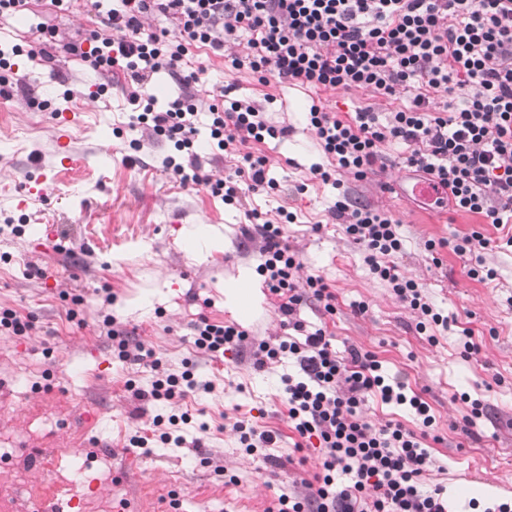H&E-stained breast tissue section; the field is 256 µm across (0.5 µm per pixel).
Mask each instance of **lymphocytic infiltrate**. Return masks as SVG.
<instances>
[{
    "label": "lymphocytic infiltrate",
    "mask_w": 512,
    "mask_h": 512,
    "mask_svg": "<svg viewBox=\"0 0 512 512\" xmlns=\"http://www.w3.org/2000/svg\"><path fill=\"white\" fill-rule=\"evenodd\" d=\"M97 11L103 31L69 43L101 72L126 70L131 124L170 141L175 152L163 160L181 183L207 185L225 204L240 203V185L275 188L265 156L245 154L233 175L218 180L200 174L196 150L198 107L193 75L181 64L191 49L207 48L232 69L247 70L260 82L275 80L316 91L367 90L387 99L412 90L408 106L379 114L367 107L343 120L311 105L306 120L315 131L328 166L315 177L329 182L343 172L361 181L388 162L385 147L405 145V166L450 188L453 210L482 216L500 227L512 223V0H50L54 10L76 4ZM161 16L170 29L146 33L147 20ZM245 45V54L236 46ZM167 73L181 87L166 107L144 100L146 82ZM212 146L238 151L250 142L280 139L287 127L268 122L261 105L223 98L209 107ZM344 234L363 247L372 274L418 315L417 327L448 319L425 301L421 288L405 279L393 262L403 248L398 224L386 210L341 197L330 209ZM293 215L278 208L261 224L263 258L258 270L282 315L294 317L303 340L263 341L252 351L263 369L291 356L301 374L284 380L288 419L304 441L315 440L323 457L317 486L305 496L281 495L278 512H448L440 491L421 481L433 464L425 441L435 418L430 405L407 392L404 382H386L375 355L350 348L337 356L324 329L306 331L295 314L307 299L334 313V295L319 277L299 281L298 256L283 239ZM194 344L217 358L241 346L246 331L199 315ZM192 371L157 370L136 398L170 400L209 390ZM382 402L413 410L418 429L401 422L375 426L363 406L369 393Z\"/></svg>",
    "instance_id": "1"
}]
</instances>
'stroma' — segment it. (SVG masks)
Here are the masks:
<instances>
[{
    "label": "stroma",
    "mask_w": 512,
    "mask_h": 512,
    "mask_svg": "<svg viewBox=\"0 0 512 512\" xmlns=\"http://www.w3.org/2000/svg\"><path fill=\"white\" fill-rule=\"evenodd\" d=\"M44 21L58 30L53 60L21 57L0 94V306L33 322L28 336L0 335V440L9 457L0 469V512H39L23 484L67 485L81 464L88 470L76 479L77 512H277L281 494H306L321 471V454L297 448L288 420L283 378L295 366L283 360L254 369L246 346L209 358L195 348L192 330L202 313L214 322L238 321L224 303V287L241 271H256L261 256L248 233L256 218L274 217L280 206L295 215L284 238L299 255L300 277H322L335 295L334 315L311 299L298 319L324 328L338 355L352 347L372 352L389 377L402 379L430 404L438 440L430 445L433 466L423 489L442 488L452 502L465 487L474 488L473 500L482 505L512 499V248L501 247L502 230L478 215L426 209L392 189L397 174L417 179L400 164L397 146L388 149L390 166L360 182L345 175L337 187L311 172L326 162L306 125L311 104L345 119L367 106L401 108L408 92L385 100L366 90L263 85L248 71H228L209 50H193L181 68L196 75L191 90L200 111L202 173L224 178L241 164L240 156L208 146V106L222 92L259 104L273 95L267 117L289 129L285 138L245 146L268 158L278 189L246 190L240 205H227L205 185L180 183L163 168L172 144L130 128L126 72L101 74L65 51L77 32L100 28L95 14L39 5L26 24L13 16L0 19V42L35 43V26ZM102 83L107 91L101 95ZM62 112L80 119L71 131L73 162L65 167L57 143ZM43 173L52 176V188L38 194L33 187ZM343 188L398 221L404 249L394 258L397 269L447 316L446 327L418 332L416 314L369 273L363 248L328 214ZM14 224L22 226L21 234L11 233ZM36 224L54 231L50 247L34 246ZM200 225L223 244L197 257L183 242ZM475 230L490 241L480 256L447 247L434 258L425 249L428 240ZM479 261L496 270L494 280L469 277ZM206 297L213 302L208 309L202 306ZM361 302L367 305L362 314L355 310ZM108 315L131 344L152 351L169 372L194 365L210 390L170 402L135 399L128 380L148 386L153 371L149 361L114 355L103 324ZM243 328L259 340L290 334L264 288ZM465 328L480 345L468 359L457 344ZM464 392L488 406L475 440L463 432L470 413L460 398ZM182 413L189 416L181 428L184 444L130 446L132 435L150 434L155 416ZM238 421L276 434L271 453L279 468L269 470L261 453L245 451L233 429ZM52 459L57 466L50 471Z\"/></svg>",
    "instance_id": "1"
}]
</instances>
